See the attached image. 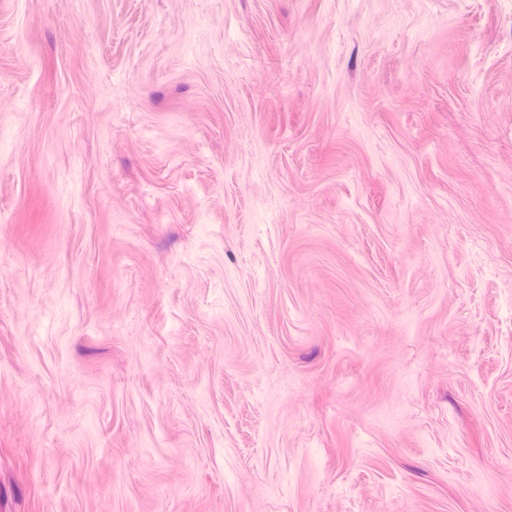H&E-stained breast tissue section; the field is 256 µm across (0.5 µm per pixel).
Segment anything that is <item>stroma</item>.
I'll return each instance as SVG.
<instances>
[{"instance_id":"obj_1","label":"stroma","mask_w":512,"mask_h":512,"mask_svg":"<svg viewBox=\"0 0 512 512\" xmlns=\"http://www.w3.org/2000/svg\"><path fill=\"white\" fill-rule=\"evenodd\" d=\"M0 512H512V0H0Z\"/></svg>"}]
</instances>
